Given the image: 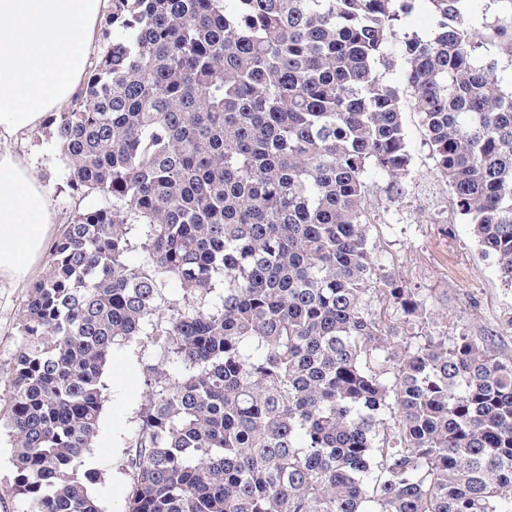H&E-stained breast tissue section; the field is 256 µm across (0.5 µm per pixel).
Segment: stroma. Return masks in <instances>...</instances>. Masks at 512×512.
<instances>
[{"mask_svg": "<svg viewBox=\"0 0 512 512\" xmlns=\"http://www.w3.org/2000/svg\"><path fill=\"white\" fill-rule=\"evenodd\" d=\"M409 174L399 196L387 191L386 178L369 173L375 223L373 259L427 302L429 313L415 325L419 335L454 336L465 325L477 336L497 332L499 350L512 354V286L501 280L494 261L485 257L463 219L453 218L448 186L438 178L430 149L412 107L403 112ZM12 150L25 158L43 183L56 224L67 222L76 201L67 189L69 167L46 127L20 136ZM28 283H0V398L6 396L14 355L22 337L19 324ZM152 354L148 340L118 347L105 371L106 389L97 444L84 456L106 495L105 512H122L132 477L134 449L125 440L137 426L145 400L142 364Z\"/></svg>", "mask_w": 512, "mask_h": 512, "instance_id": "stroma-1", "label": "stroma"}]
</instances>
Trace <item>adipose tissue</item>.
<instances>
[{
    "instance_id": "1",
    "label": "adipose tissue",
    "mask_w": 512,
    "mask_h": 512,
    "mask_svg": "<svg viewBox=\"0 0 512 512\" xmlns=\"http://www.w3.org/2000/svg\"><path fill=\"white\" fill-rule=\"evenodd\" d=\"M109 0H0V282L41 261L53 224L45 189L10 144L71 101Z\"/></svg>"
}]
</instances>
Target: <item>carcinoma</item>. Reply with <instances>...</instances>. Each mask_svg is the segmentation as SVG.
Listing matches in <instances>:
<instances>
[{
  "label": "carcinoma",
  "mask_w": 512,
  "mask_h": 512,
  "mask_svg": "<svg viewBox=\"0 0 512 512\" xmlns=\"http://www.w3.org/2000/svg\"><path fill=\"white\" fill-rule=\"evenodd\" d=\"M428 2L397 62L413 0H111L120 36L47 116L70 195L112 208L72 210L23 303L3 416L25 512H101L79 466L113 346L145 335L123 512H512V356L411 335L427 304L370 247L366 174L402 189L408 96L512 282V88L486 54L512 57V19ZM413 11L404 17L389 39V51L396 55L407 34L416 33L426 36L433 33V21L429 3L426 0H416Z\"/></svg>",
  "instance_id": "carcinoma-1"
}]
</instances>
